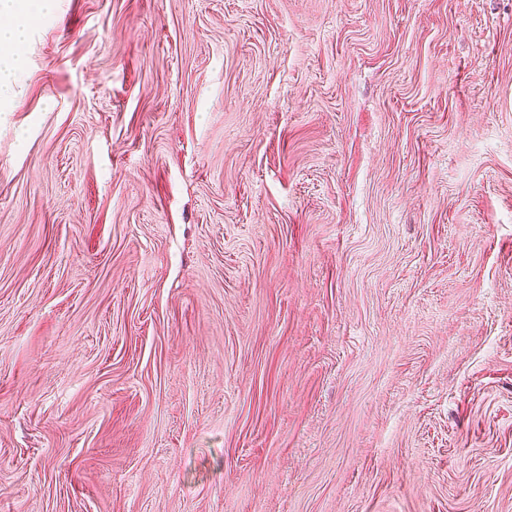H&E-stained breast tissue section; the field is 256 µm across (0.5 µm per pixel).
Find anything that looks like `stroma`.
<instances>
[{
  "instance_id": "stroma-1",
  "label": "stroma",
  "mask_w": 512,
  "mask_h": 512,
  "mask_svg": "<svg viewBox=\"0 0 512 512\" xmlns=\"http://www.w3.org/2000/svg\"><path fill=\"white\" fill-rule=\"evenodd\" d=\"M0 100V512H512V0H56Z\"/></svg>"
}]
</instances>
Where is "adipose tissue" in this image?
I'll return each instance as SVG.
<instances>
[{"mask_svg": "<svg viewBox=\"0 0 512 512\" xmlns=\"http://www.w3.org/2000/svg\"><path fill=\"white\" fill-rule=\"evenodd\" d=\"M55 0H0V16L11 17L9 26H0V98L12 92L13 79L22 63L21 49L32 23L49 14Z\"/></svg>", "mask_w": 512, "mask_h": 512, "instance_id": "1", "label": "adipose tissue"}]
</instances>
